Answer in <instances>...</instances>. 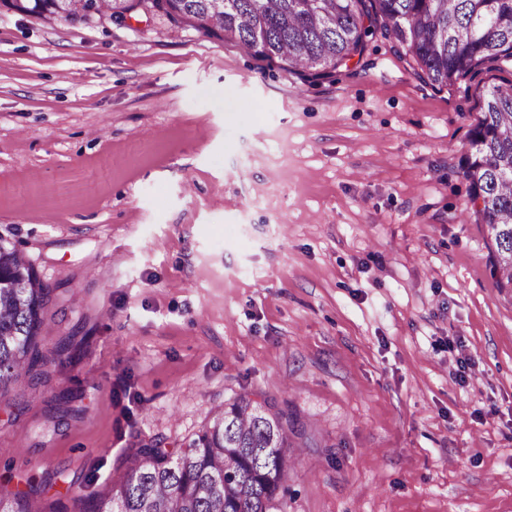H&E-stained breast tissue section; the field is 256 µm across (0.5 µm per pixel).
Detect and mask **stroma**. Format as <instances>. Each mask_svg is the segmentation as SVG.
I'll return each instance as SVG.
<instances>
[{
    "label": "stroma",
    "instance_id": "1",
    "mask_svg": "<svg viewBox=\"0 0 512 512\" xmlns=\"http://www.w3.org/2000/svg\"><path fill=\"white\" fill-rule=\"evenodd\" d=\"M417 72L380 36L311 78L139 9L0 4V238L81 339L0 403V494L119 479L248 393L315 438L272 512H512V288L457 218L512 69ZM119 1L124 0H1L14 11L84 24L121 21L134 5L120 7Z\"/></svg>",
    "mask_w": 512,
    "mask_h": 512
}]
</instances>
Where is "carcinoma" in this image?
Returning <instances> with one entry per match:
<instances>
[{"instance_id": "obj_1", "label": "carcinoma", "mask_w": 512, "mask_h": 512, "mask_svg": "<svg viewBox=\"0 0 512 512\" xmlns=\"http://www.w3.org/2000/svg\"><path fill=\"white\" fill-rule=\"evenodd\" d=\"M48 20L112 23L132 6L119 0H0ZM138 0L187 30L235 41L245 53L293 71L324 74L361 52L365 38L395 40L433 85L446 87L479 68L512 64V0ZM322 59L326 67L316 68ZM463 164L470 183L464 212L486 224L498 287L512 286V84L492 87ZM57 297L16 246L0 240V398L22 381L51 380L49 367L74 337L50 342ZM305 430L266 399L241 394L210 412L186 446L170 452L155 438L126 458L123 476L82 496L83 512H268L285 491L296 439ZM51 477L0 494V512H45Z\"/></svg>"}]
</instances>
